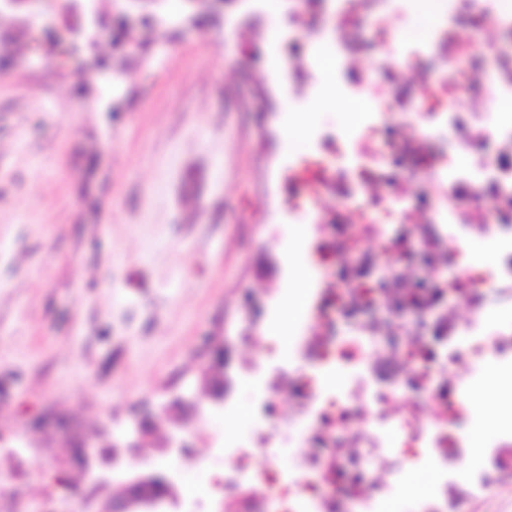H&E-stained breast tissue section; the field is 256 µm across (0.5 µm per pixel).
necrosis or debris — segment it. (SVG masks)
<instances>
[{
    "label": "necrosis or debris",
    "mask_w": 512,
    "mask_h": 512,
    "mask_svg": "<svg viewBox=\"0 0 512 512\" xmlns=\"http://www.w3.org/2000/svg\"><path fill=\"white\" fill-rule=\"evenodd\" d=\"M337 2L307 0L306 24H291L282 37L281 78L303 86L305 101L323 95L302 81L318 65L306 45L323 34L334 49L337 97L372 98L360 127L382 135L387 149L350 165L344 135L322 139L321 151L337 162L320 179L323 199L301 247L315 273L307 326L284 361L239 362L237 351L248 344L275 349L276 337L262 331L225 343L224 405L237 406L236 385L247 377L253 436L212 442L224 476L211 490L228 504L255 490L246 512H390L391 489L415 473L430 481L412 494L408 512H478L490 489L512 492V321L488 317L481 289L449 288L444 275L462 259L458 242L478 234L493 252L486 275L512 284V114L480 126L470 107L512 99V0H476L467 20L448 0H375L387 22L430 12L404 41L407 57L435 61L450 76L460 65L455 45L468 46L470 83L429 108L383 42L337 19ZM471 24L487 27L491 55L472 48ZM430 138L440 154L421 149ZM459 151L468 157L461 167L448 161ZM423 170L429 178L415 187ZM469 200L483 203L487 223L459 221ZM382 210L394 212L393 222L366 238L370 212ZM475 361L498 377L487 403L464 385ZM336 373L347 386L329 384ZM283 410L302 430L289 469L256 454L276 441L273 421ZM471 425L491 426L494 436L466 479Z\"/></svg>",
    "instance_id": "1"
}]
</instances>
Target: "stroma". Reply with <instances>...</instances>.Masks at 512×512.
Returning a JSON list of instances; mask_svg holds the SVG:
<instances>
[{
	"label": "stroma",
	"mask_w": 512,
	"mask_h": 512,
	"mask_svg": "<svg viewBox=\"0 0 512 512\" xmlns=\"http://www.w3.org/2000/svg\"><path fill=\"white\" fill-rule=\"evenodd\" d=\"M97 11L157 21L102 34L77 78L43 34L58 25L51 0L27 23L0 18V428L26 443V512H96L121 487L97 480L101 457L136 408L206 400L207 348L267 307L260 267L310 234L315 204L289 200L285 179L313 161L315 135L346 130L343 113L279 83L273 46L300 0ZM36 414L76 423L91 468L63 458L66 434L30 430ZM251 429L248 406L208 410L192 453Z\"/></svg>",
	"instance_id": "stroma-1"
}]
</instances>
